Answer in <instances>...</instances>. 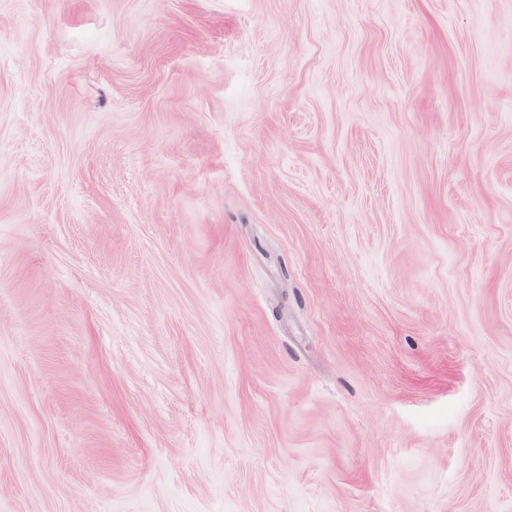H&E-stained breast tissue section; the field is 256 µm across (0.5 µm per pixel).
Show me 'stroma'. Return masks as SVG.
I'll return each instance as SVG.
<instances>
[{
  "label": "stroma",
  "instance_id": "35a3bbf8",
  "mask_svg": "<svg viewBox=\"0 0 512 512\" xmlns=\"http://www.w3.org/2000/svg\"><path fill=\"white\" fill-rule=\"evenodd\" d=\"M0 512H512V0H0Z\"/></svg>",
  "mask_w": 512,
  "mask_h": 512
}]
</instances>
